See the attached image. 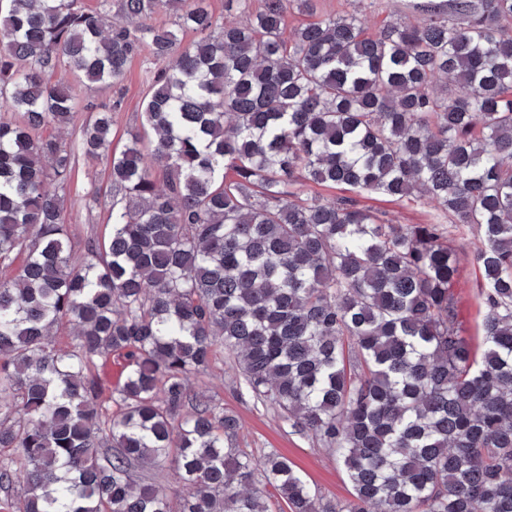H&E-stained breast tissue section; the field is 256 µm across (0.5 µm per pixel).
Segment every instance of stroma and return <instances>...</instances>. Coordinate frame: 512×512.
Here are the masks:
<instances>
[{
  "instance_id": "1",
  "label": "stroma",
  "mask_w": 512,
  "mask_h": 512,
  "mask_svg": "<svg viewBox=\"0 0 512 512\" xmlns=\"http://www.w3.org/2000/svg\"><path fill=\"white\" fill-rule=\"evenodd\" d=\"M415 0H317L319 12L345 14L358 12L367 31L376 32L392 18L411 19ZM145 56L134 57L117 87L87 88L73 84L75 109L70 125L64 130L65 142H74L83 126L93 121L95 104H116L112 114V147L121 149L129 131L139 128L148 87ZM305 191L326 197L353 198L358 207L385 215L396 224L445 225L448 247L456 258V273L451 284L456 327L471 339L481 334L484 307L479 296L480 274L475 261L479 230L476 225L456 224L453 217L434 209L425 199L399 200L376 193H355L344 186L323 187L305 184ZM113 190L106 158L89 160L76 156L64 221L69 224L76 251H83L91 240L107 237L112 224ZM192 391L204 393L217 407L238 415L241 447L263 454L277 450L305 475L313 489L333 500L350 496V485L341 467L330 460L315 440L288 432L273 413L254 408L238 395L239 377L226 355H217L210 367L190 378Z\"/></svg>"
}]
</instances>
